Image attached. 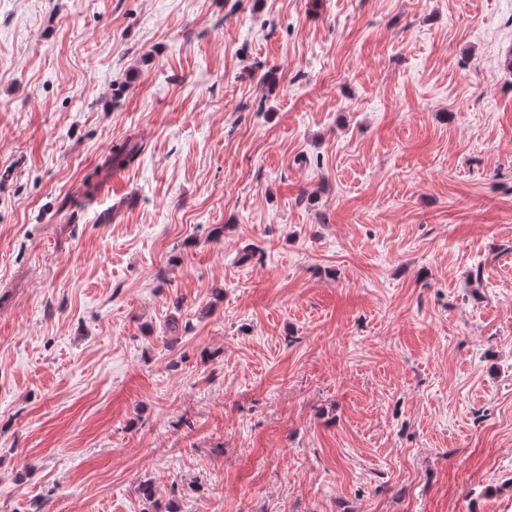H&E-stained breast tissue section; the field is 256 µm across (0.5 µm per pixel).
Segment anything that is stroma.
<instances>
[{"label": "stroma", "mask_w": 512, "mask_h": 512, "mask_svg": "<svg viewBox=\"0 0 512 512\" xmlns=\"http://www.w3.org/2000/svg\"><path fill=\"white\" fill-rule=\"evenodd\" d=\"M145 481L512 512V0H0V512Z\"/></svg>", "instance_id": "stroma-1"}]
</instances>
